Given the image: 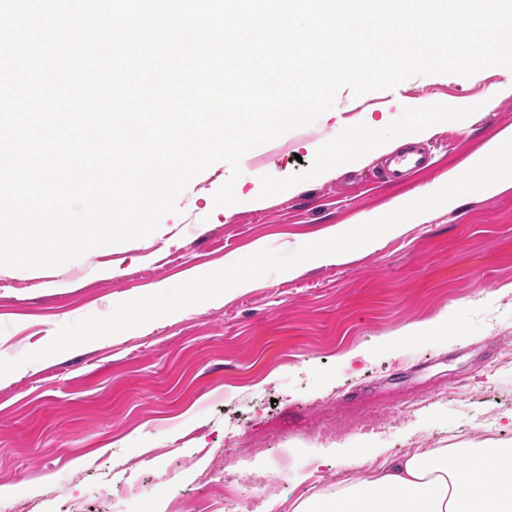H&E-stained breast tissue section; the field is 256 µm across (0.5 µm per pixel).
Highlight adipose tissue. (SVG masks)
Masks as SVG:
<instances>
[{"label":"adipose tissue","mask_w":512,"mask_h":512,"mask_svg":"<svg viewBox=\"0 0 512 512\" xmlns=\"http://www.w3.org/2000/svg\"><path fill=\"white\" fill-rule=\"evenodd\" d=\"M335 491L291 512H512V445L460 441L374 463Z\"/></svg>","instance_id":"1"}]
</instances>
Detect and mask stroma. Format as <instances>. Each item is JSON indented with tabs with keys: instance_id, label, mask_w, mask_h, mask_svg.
Masks as SVG:
<instances>
[{
	"instance_id": "35a3bbf8",
	"label": "stroma",
	"mask_w": 512,
	"mask_h": 512,
	"mask_svg": "<svg viewBox=\"0 0 512 512\" xmlns=\"http://www.w3.org/2000/svg\"><path fill=\"white\" fill-rule=\"evenodd\" d=\"M512 70L411 78L354 97L342 89L308 126L246 153L236 204L214 195L231 167L192 179L159 230L96 248L57 268L0 269V358L45 347L63 325L175 286L193 269L288 252L362 215L417 199L512 127ZM431 110L438 164L404 186H375L377 156L329 178L313 145L339 148L359 129L396 135L413 107ZM452 312L447 336L400 330ZM512 414V188L465 195L409 220L401 236L343 265L303 263L259 288L183 318L164 317L0 377V512H286L326 491L353 459L448 447ZM141 487L138 498L117 486ZM59 494L46 498L48 486Z\"/></svg>"
}]
</instances>
